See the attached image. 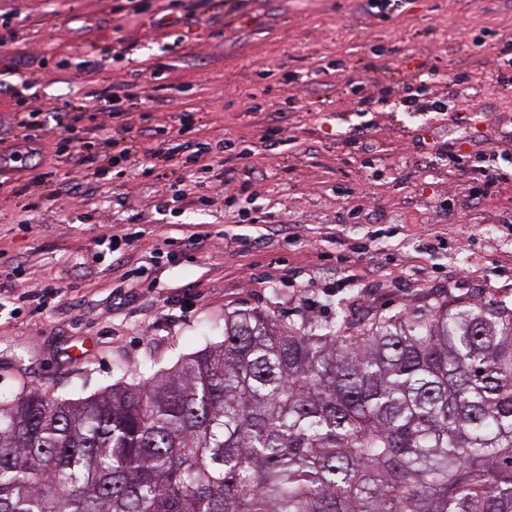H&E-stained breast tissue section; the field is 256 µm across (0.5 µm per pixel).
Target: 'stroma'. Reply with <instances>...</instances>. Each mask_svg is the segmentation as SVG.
Segmentation results:
<instances>
[{
    "instance_id": "stroma-1",
    "label": "stroma",
    "mask_w": 512,
    "mask_h": 512,
    "mask_svg": "<svg viewBox=\"0 0 512 512\" xmlns=\"http://www.w3.org/2000/svg\"><path fill=\"white\" fill-rule=\"evenodd\" d=\"M0 0V139L46 124L0 164V391L87 397L172 366L205 326L261 310L322 323L423 313L439 303L512 308V179L467 208L469 174L425 176L456 82L462 152L512 147V0ZM482 38L484 55L468 44ZM439 76L420 93L424 69ZM123 87L114 111L93 93ZM367 107H360V98ZM86 104L105 174L91 179L50 105ZM125 127L179 148L188 191L168 210L163 169L129 170ZM55 172L59 200L35 181ZM301 225V239L287 225ZM130 241L96 246L104 226ZM60 286V295L45 292ZM41 296L42 312L13 299Z\"/></svg>"
}]
</instances>
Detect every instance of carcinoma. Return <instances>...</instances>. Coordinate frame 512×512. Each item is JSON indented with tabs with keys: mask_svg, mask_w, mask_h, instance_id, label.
<instances>
[{
	"mask_svg": "<svg viewBox=\"0 0 512 512\" xmlns=\"http://www.w3.org/2000/svg\"><path fill=\"white\" fill-rule=\"evenodd\" d=\"M214 332L96 396L0 393V512H512V308Z\"/></svg>",
	"mask_w": 512,
	"mask_h": 512,
	"instance_id": "carcinoma-1",
	"label": "carcinoma"
}]
</instances>
